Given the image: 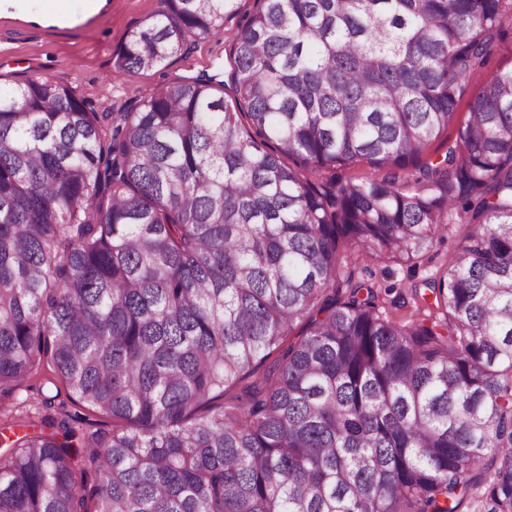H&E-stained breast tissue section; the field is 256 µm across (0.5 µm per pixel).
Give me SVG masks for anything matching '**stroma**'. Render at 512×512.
<instances>
[{"label":"stroma","instance_id":"35a3bbf8","mask_svg":"<svg viewBox=\"0 0 512 512\" xmlns=\"http://www.w3.org/2000/svg\"><path fill=\"white\" fill-rule=\"evenodd\" d=\"M162 0H112V14L97 27L59 37L38 31L0 30V87L11 89L35 78L67 84L95 111L120 109L148 97L158 86L172 85L203 73L223 74L228 33L196 43L163 64L136 73L117 71L114 61L127 34L136 25L163 10ZM467 225L450 226L432 250L408 264L374 262L356 269L355 280L385 290L384 303L392 316L414 319V285L432 277L459 248Z\"/></svg>","mask_w":512,"mask_h":512}]
</instances>
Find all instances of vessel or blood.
<instances>
[{"label":"vessel or blood","mask_w":512,"mask_h":512,"mask_svg":"<svg viewBox=\"0 0 512 512\" xmlns=\"http://www.w3.org/2000/svg\"><path fill=\"white\" fill-rule=\"evenodd\" d=\"M112 12V0H82L73 8L72 0H54L41 15H32L24 0H0V28H34L45 32L84 30L97 25Z\"/></svg>","instance_id":"1"}]
</instances>
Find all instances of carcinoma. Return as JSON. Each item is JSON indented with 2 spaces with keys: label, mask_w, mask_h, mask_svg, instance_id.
Returning a JSON list of instances; mask_svg holds the SVG:
<instances>
[{
  "label": "carcinoma",
  "mask_w": 512,
  "mask_h": 512,
  "mask_svg": "<svg viewBox=\"0 0 512 512\" xmlns=\"http://www.w3.org/2000/svg\"><path fill=\"white\" fill-rule=\"evenodd\" d=\"M164 4L119 70L239 13ZM510 35L512 0H256L223 81L117 112L0 90V420L41 427L0 453V512H512V70L464 98ZM452 224L422 316L352 283ZM39 378L112 429L12 401Z\"/></svg>",
  "instance_id": "carcinoma-1"
}]
</instances>
